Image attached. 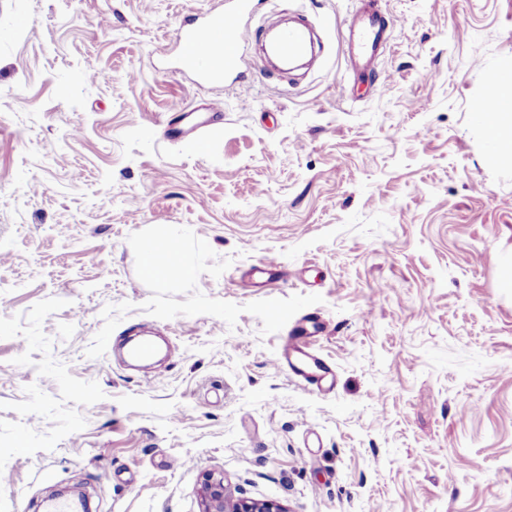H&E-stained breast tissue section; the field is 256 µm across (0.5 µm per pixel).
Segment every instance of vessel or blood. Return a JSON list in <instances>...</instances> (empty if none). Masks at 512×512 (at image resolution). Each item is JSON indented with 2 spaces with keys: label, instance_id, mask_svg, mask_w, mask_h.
Returning a JSON list of instances; mask_svg holds the SVG:
<instances>
[{
  "label": "vessel or blood",
  "instance_id": "vessel-or-blood-1",
  "mask_svg": "<svg viewBox=\"0 0 512 512\" xmlns=\"http://www.w3.org/2000/svg\"><path fill=\"white\" fill-rule=\"evenodd\" d=\"M252 10L253 0H224L223 8L210 10L201 21L181 28L180 70L207 85L223 84L226 76L238 72L241 66L239 45L243 39L241 21ZM388 38V28L376 0H355L344 33V52L352 79L342 83L343 95H351L355 84L373 82ZM312 47L309 25L297 22L277 34L271 50L288 61L306 56ZM321 330L317 322L295 327L284 341L278 361L288 365L294 375L312 388L323 391L332 387L335 374L309 344L311 334Z\"/></svg>",
  "mask_w": 512,
  "mask_h": 512
}]
</instances>
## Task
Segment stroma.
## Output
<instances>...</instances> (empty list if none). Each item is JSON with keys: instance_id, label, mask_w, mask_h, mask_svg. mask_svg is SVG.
Returning a JSON list of instances; mask_svg holds the SVG:
<instances>
[{"instance_id": "stroma-1", "label": "stroma", "mask_w": 512, "mask_h": 512, "mask_svg": "<svg viewBox=\"0 0 512 512\" xmlns=\"http://www.w3.org/2000/svg\"><path fill=\"white\" fill-rule=\"evenodd\" d=\"M214 2L0 0V512L75 483L200 512L209 473L288 512H512V162L473 111L512 0H378L380 80L347 99L350 0H256L209 88L173 60ZM292 13L325 48L287 78L260 43ZM216 97L204 148L166 135ZM174 229L192 275L145 279ZM267 258L283 278L242 287ZM302 319L331 391L275 364Z\"/></svg>"}]
</instances>
